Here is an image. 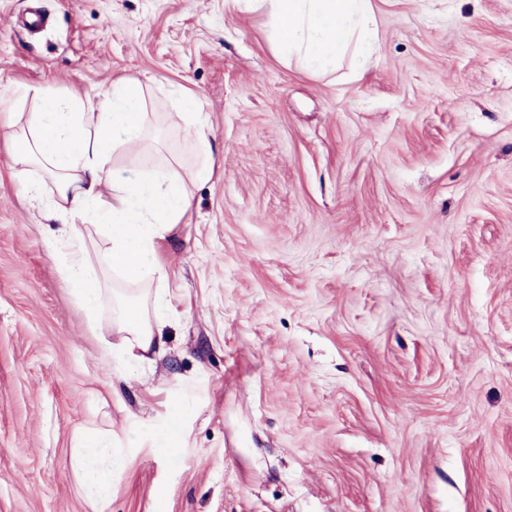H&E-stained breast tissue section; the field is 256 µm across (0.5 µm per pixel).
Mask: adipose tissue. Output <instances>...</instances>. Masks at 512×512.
Here are the masks:
<instances>
[{"label":"adipose tissue","instance_id":"ef3b65f1","mask_svg":"<svg viewBox=\"0 0 512 512\" xmlns=\"http://www.w3.org/2000/svg\"><path fill=\"white\" fill-rule=\"evenodd\" d=\"M268 17L271 39L283 62H296L312 73L335 70L353 54L357 68H365L377 49L371 0H246ZM148 81L120 79L90 92L66 97L41 91L38 109L13 114L7 139L13 166L27 176L23 193L39 201L51 195L46 215L69 227L66 278L78 286L79 298L95 311L104 294H111L118 312L112 326L124 338L128 358L160 352L167 315L148 295L129 297L109 293L104 277L112 270L143 285L160 271L156 242L175 225L185 223L192 207L176 167L167 161L130 171L116 156L133 144H144L151 123L146 105ZM174 103L185 135L194 142L198 161L194 176L210 179L214 158L206 139V116L196 95L183 90ZM111 186L108 203H101L104 186ZM97 224L112 236V247L91 262L84 245V227ZM76 463L84 487L101 496L112 484L111 471L89 465L99 446L90 432L80 436Z\"/></svg>","mask_w":512,"mask_h":512}]
</instances>
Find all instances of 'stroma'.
Returning a JSON list of instances; mask_svg holds the SVG:
<instances>
[{
	"instance_id": "obj_1",
	"label": "stroma",
	"mask_w": 512,
	"mask_h": 512,
	"mask_svg": "<svg viewBox=\"0 0 512 512\" xmlns=\"http://www.w3.org/2000/svg\"><path fill=\"white\" fill-rule=\"evenodd\" d=\"M373 6L358 78L285 66L239 0H0L7 112L157 75L216 158L194 181L150 88L192 213L157 242L161 353L108 365L112 300L80 304L0 136V512H512V0ZM172 93L178 115L183 121L184 133L196 146L198 161L194 176L198 180H209L215 170L214 158L206 139L207 121L202 105L198 97L187 90ZM80 452L76 464L81 471L83 486L89 493L101 497L103 492L112 485V469L104 470L88 464V459L99 448L98 437L90 432H82L79 443Z\"/></svg>"
}]
</instances>
